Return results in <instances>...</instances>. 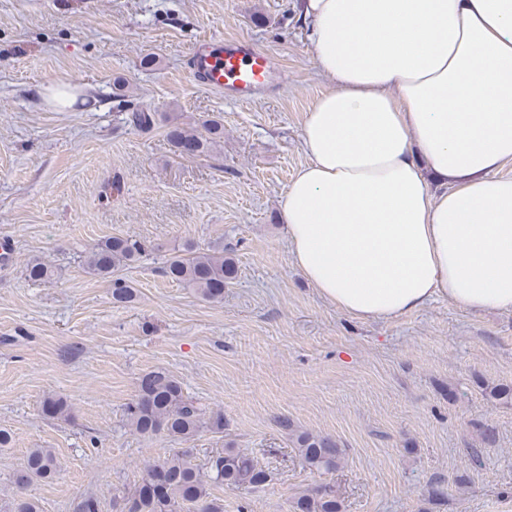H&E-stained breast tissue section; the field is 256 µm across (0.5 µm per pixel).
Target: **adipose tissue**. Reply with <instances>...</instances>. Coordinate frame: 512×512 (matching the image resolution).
<instances>
[{
    "instance_id": "1",
    "label": "adipose tissue",
    "mask_w": 512,
    "mask_h": 512,
    "mask_svg": "<svg viewBox=\"0 0 512 512\" xmlns=\"http://www.w3.org/2000/svg\"><path fill=\"white\" fill-rule=\"evenodd\" d=\"M335 83L280 209L297 267L363 320L512 311V0H299Z\"/></svg>"
}]
</instances>
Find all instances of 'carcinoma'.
Segmentation results:
<instances>
[{"label":"carcinoma","instance_id":"obj_1","mask_svg":"<svg viewBox=\"0 0 512 512\" xmlns=\"http://www.w3.org/2000/svg\"><path fill=\"white\" fill-rule=\"evenodd\" d=\"M166 136L175 155L194 158L208 153L224 137V124L216 119L187 123L175 116L170 119ZM145 248L129 239L113 236L90 251L84 260L88 273L112 282V300L126 303L135 296L133 287L118 274L120 267L140 260ZM162 273L174 281L197 290L208 301L224 298V286L235 278L237 268L224 251L199 252L189 246L183 255L167 259ZM490 399L512 404V384L486 386ZM44 412L63 417L69 406L60 397L44 400ZM129 425L144 435L164 432L174 438L188 440L203 427L224 429V415L217 412L205 416L203 410L189 399L181 382L164 368L143 374L138 393L126 407ZM296 445L304 462L316 470H334L344 460L345 449L333 437L321 433L301 432L295 435ZM56 470V457L48 448L29 450L23 468L24 486L35 478H49ZM265 470L248 455L235 448L210 457L204 468L194 464L185 451H178L162 461L147 466L146 478L130 497L119 505V512H180L181 504L194 502L198 512H224V505L209 498L208 486L226 485L236 488L258 487L267 481ZM338 489L330 484L316 486L299 496L292 512H341Z\"/></svg>","mask_w":512,"mask_h":512}]
</instances>
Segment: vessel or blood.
I'll return each instance as SVG.
<instances>
[{"label":"vessel or blood","mask_w":512,"mask_h":512,"mask_svg":"<svg viewBox=\"0 0 512 512\" xmlns=\"http://www.w3.org/2000/svg\"><path fill=\"white\" fill-rule=\"evenodd\" d=\"M272 55L241 37L206 39L188 59L189 79L230 101H249L273 93Z\"/></svg>","instance_id":"1"}]
</instances>
